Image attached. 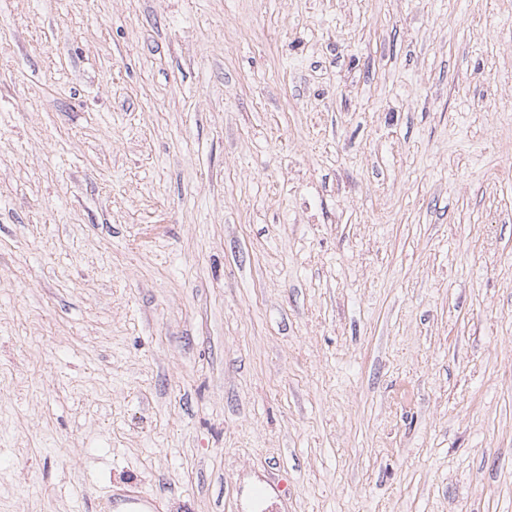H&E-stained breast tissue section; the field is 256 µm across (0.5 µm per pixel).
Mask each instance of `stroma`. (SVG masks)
<instances>
[{
    "instance_id": "obj_1",
    "label": "stroma",
    "mask_w": 512,
    "mask_h": 512,
    "mask_svg": "<svg viewBox=\"0 0 512 512\" xmlns=\"http://www.w3.org/2000/svg\"><path fill=\"white\" fill-rule=\"evenodd\" d=\"M512 512V0H0V512ZM253 497L259 508L257 511L249 512H283L282 506L285 503L279 483H266L256 487ZM110 509L122 506L124 510L116 512H161L160 502L148 496L136 487L127 484L112 489Z\"/></svg>"
}]
</instances>
